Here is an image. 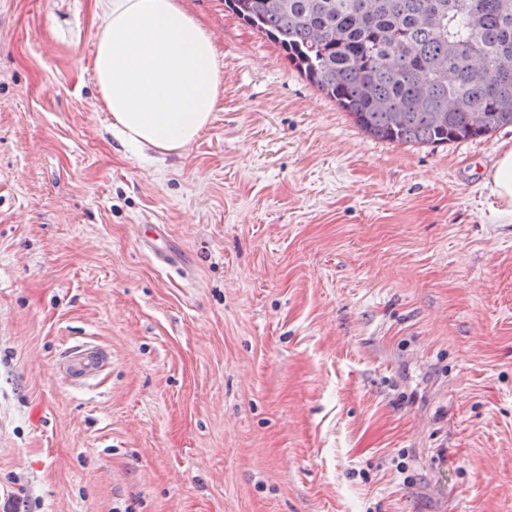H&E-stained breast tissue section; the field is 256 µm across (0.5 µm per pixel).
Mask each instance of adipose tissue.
I'll list each match as a JSON object with an SVG mask.
<instances>
[{
    "label": "adipose tissue",
    "instance_id": "ef3b65f1",
    "mask_svg": "<svg viewBox=\"0 0 512 512\" xmlns=\"http://www.w3.org/2000/svg\"><path fill=\"white\" fill-rule=\"evenodd\" d=\"M94 80L129 146L177 153L210 124L222 80L211 33L179 0H95Z\"/></svg>",
    "mask_w": 512,
    "mask_h": 512
}]
</instances>
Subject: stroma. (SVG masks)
Returning <instances> with one entry per match:
<instances>
[{"label":"stroma","mask_w":512,"mask_h":512,"mask_svg":"<svg viewBox=\"0 0 512 512\" xmlns=\"http://www.w3.org/2000/svg\"><path fill=\"white\" fill-rule=\"evenodd\" d=\"M181 153L113 134L94 0H0V502L512 512V126L362 131L224 8ZM162 225L174 264L140 236ZM107 353L73 385L64 356ZM492 194L505 206L500 213L512 214V150L503 152L491 174Z\"/></svg>","instance_id":"obj_1"}]
</instances>
